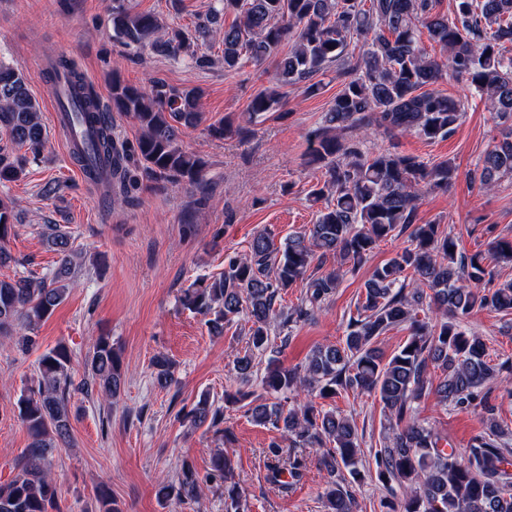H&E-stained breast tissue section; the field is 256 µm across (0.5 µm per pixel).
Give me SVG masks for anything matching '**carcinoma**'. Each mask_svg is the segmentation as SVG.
<instances>
[{
  "mask_svg": "<svg viewBox=\"0 0 512 512\" xmlns=\"http://www.w3.org/2000/svg\"><path fill=\"white\" fill-rule=\"evenodd\" d=\"M438 0H220L198 33L207 38L218 17L234 14L222 26L224 72L257 67L292 43L277 64L276 82L253 96L246 119L226 117L207 126L222 139L244 137L249 127L284 105L282 87L304 83L308 93L319 90L315 77L336 64L342 88L310 135L307 163L322 171L323 186L313 196L325 200L307 232L289 236L275 246L269 234L254 236L249 253L228 258L224 272L201 278L180 297L183 308L208 318L210 331L244 317L250 323L248 346L237 357L240 383H250L257 359L267 351L271 325L307 320L335 292L340 280L365 265L378 243L393 233L409 232L410 244L375 266L365 283L357 316L350 319L344 340L316 347L302 367H285L270 359L260 378L262 388L278 400L248 408L252 419L276 430L266 451V480L283 491L300 481L308 469V448L321 450L319 465L326 471V512H356L349 484L362 482V449L353 418L300 402L305 391L321 399L345 393L379 397L390 427L388 444L376 455L377 480L388 490H401L396 512H512V431L503 427L492 404L491 382L500 368L490 364L485 342L466 331L463 318L475 309L512 313V282L488 287L492 267L512 265V238H495L486 252L470 257L458 250L454 235L436 223H417L416 202L432 192H445L457 167L450 159L429 165L413 155L389 150L368 153L351 135L372 127L389 134H415L426 140L446 139L463 115L461 102L433 88L443 79H464L490 101L503 125L501 138L475 164L469 177L480 188L493 186L496 176H512V0H453L446 13ZM116 37L126 46L177 57L185 55L198 66L210 63L197 55L181 29L161 32L157 18L133 10L125 0H112ZM427 29L438 48L431 55L420 41ZM363 39L356 61L349 60L351 43ZM71 77L74 115L93 131L95 163L81 150L72 153L86 177L101 184L123 203L134 202L136 167L156 182L178 181L200 188L207 164L182 145L184 131L204 119L199 90H180L160 80L133 87L112 79V109L136 121L141 134L124 143L112 133L108 113L99 111L95 90L86 83L75 60L58 57L47 78L58 72ZM0 134L13 145L33 153L46 144L39 106L29 79L0 63ZM24 158L0 143V184L18 179ZM12 229L11 211L0 202V265L14 261L6 247ZM59 255L49 276L0 280V336H14L32 348L31 329L66 298L71 277L85 265L86 256L73 248L60 231L48 235ZM336 258V268L310 279L296 305L278 308L286 290L315 262ZM407 327L405 342L390 357L379 347L389 330ZM70 355L63 344L39 360L37 386L19 401V416L30 443L20 474L0 485V512H59V486L48 465L49 455L71 438L67 395L73 389ZM85 367L90 384L106 399L120 395L122 361L107 336L98 337ZM157 384L174 382L170 359L152 361ZM442 371L433 383L430 369ZM435 396L443 406L478 408L484 430L461 453L433 426L421 423L419 403ZM186 417L194 427H209L231 439L221 427L224 408L204 395ZM234 460L212 457L210 475L224 482L226 512H243L242 492L232 481ZM201 494L198 474L187 462L177 478L162 480L156 495L163 501L188 503Z\"/></svg>",
  "mask_w": 512,
  "mask_h": 512,
  "instance_id": "carcinoma-1",
  "label": "carcinoma"
}]
</instances>
